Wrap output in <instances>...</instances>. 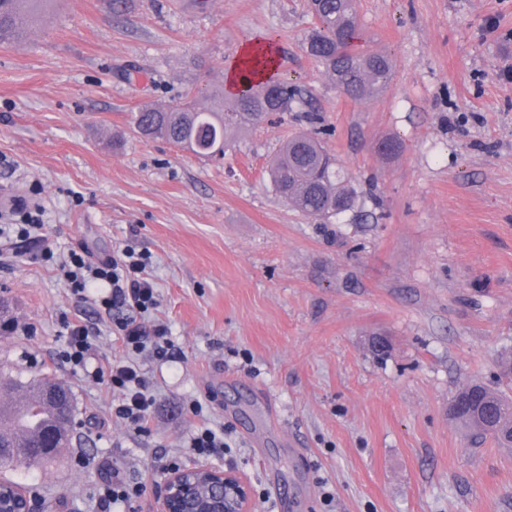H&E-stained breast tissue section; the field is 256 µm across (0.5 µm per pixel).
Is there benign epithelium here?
Returning a JSON list of instances; mask_svg holds the SVG:
<instances>
[{
  "instance_id": "benign-epithelium-1",
  "label": "benign epithelium",
  "mask_w": 512,
  "mask_h": 512,
  "mask_svg": "<svg viewBox=\"0 0 512 512\" xmlns=\"http://www.w3.org/2000/svg\"><path fill=\"white\" fill-rule=\"evenodd\" d=\"M157 512H253V489L240 472L197 465L175 467L161 479Z\"/></svg>"
}]
</instances>
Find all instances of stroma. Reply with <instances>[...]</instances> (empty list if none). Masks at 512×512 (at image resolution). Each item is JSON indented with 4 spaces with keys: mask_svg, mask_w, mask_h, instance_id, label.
<instances>
[{
    "mask_svg": "<svg viewBox=\"0 0 512 512\" xmlns=\"http://www.w3.org/2000/svg\"><path fill=\"white\" fill-rule=\"evenodd\" d=\"M358 10L361 44L396 63L362 102L305 55V0H55L0 45V188L40 187L50 244L149 251L156 317L180 349L144 359L159 405L151 435H133L105 386L55 358L60 315L94 323V305L52 267L0 269V373L49 374L75 404L60 459L7 473L33 485L36 512H99L116 468L137 481L153 462L195 465L184 447L204 421L229 428L209 462L249 479L255 512H512V448L474 443L448 414L474 381L512 395V0ZM259 35L357 193L331 222L291 209L267 175L308 107L235 132L212 160L133 130L135 112L223 86Z\"/></svg>",
    "mask_w": 512,
    "mask_h": 512,
    "instance_id": "35a3bbf8",
    "label": "stroma"
}]
</instances>
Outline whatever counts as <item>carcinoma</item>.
Returning a JSON list of instances; mask_svg holds the SVG:
<instances>
[{
	"label": "carcinoma",
	"instance_id": "1",
	"mask_svg": "<svg viewBox=\"0 0 512 512\" xmlns=\"http://www.w3.org/2000/svg\"><path fill=\"white\" fill-rule=\"evenodd\" d=\"M51 0H0V44L22 39L47 11ZM313 27L303 41L308 56L324 68L337 90L362 101L385 89L395 70L393 57L380 48H356L357 0H308ZM305 92L277 73L268 79L251 78L247 89L231 104L224 91L201 88L190 100L161 109H144L133 118L135 132L147 139L162 138L200 158L224 155L228 137L235 131L263 124L267 117L293 111ZM208 101L198 107L197 99ZM310 129L291 136L277 151L268 174L277 194L294 210L319 222L353 208L355 192L336 157L321 143L315 125L318 113L309 110ZM8 388L38 393L41 409L0 402V468L40 469L72 443L71 418L64 415L53 392L72 399L64 385L47 375L27 380L5 379ZM476 395L487 413L456 412L452 417L477 440L491 439L509 447L502 430L512 424V398L478 382L460 389L455 397Z\"/></svg>",
	"mask_w": 512,
	"mask_h": 512
}]
</instances>
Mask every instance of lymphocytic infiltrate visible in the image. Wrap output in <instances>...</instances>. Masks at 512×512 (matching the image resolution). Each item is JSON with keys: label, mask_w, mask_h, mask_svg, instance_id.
<instances>
[{"label": "lymphocytic infiltrate", "mask_w": 512, "mask_h": 512, "mask_svg": "<svg viewBox=\"0 0 512 512\" xmlns=\"http://www.w3.org/2000/svg\"><path fill=\"white\" fill-rule=\"evenodd\" d=\"M7 216L8 223L0 225V259L23 254L29 262L56 267L73 296L93 302L107 316L111 333L123 346L122 356L102 361L90 327L64 316L58 361L112 391L113 420L135 435L149 434L157 394L139 359L163 360L176 350L169 327L147 321L160 305L150 274L151 254L127 245L107 256L83 246L58 250L44 243L45 211L40 205L18 203Z\"/></svg>", "instance_id": "lymphocytic-infiltrate-1"}]
</instances>
